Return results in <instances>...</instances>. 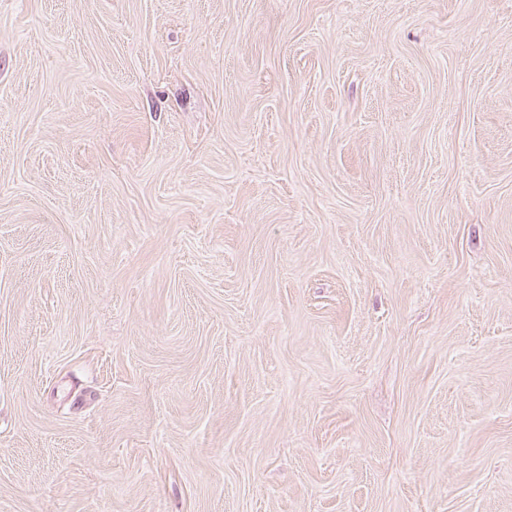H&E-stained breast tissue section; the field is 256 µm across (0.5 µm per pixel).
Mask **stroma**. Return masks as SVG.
I'll list each match as a JSON object with an SVG mask.
<instances>
[{"label": "stroma", "instance_id": "35a3bbf8", "mask_svg": "<svg viewBox=\"0 0 512 512\" xmlns=\"http://www.w3.org/2000/svg\"><path fill=\"white\" fill-rule=\"evenodd\" d=\"M0 512H512V0H0Z\"/></svg>", "mask_w": 512, "mask_h": 512}]
</instances>
